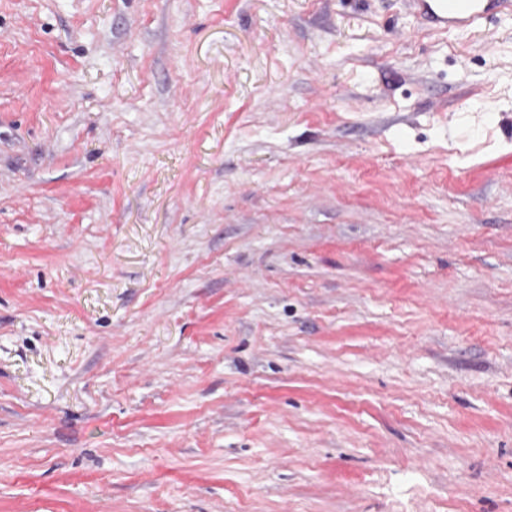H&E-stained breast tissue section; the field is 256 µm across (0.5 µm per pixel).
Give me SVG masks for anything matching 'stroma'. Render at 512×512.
<instances>
[{
    "instance_id": "obj_1",
    "label": "stroma",
    "mask_w": 512,
    "mask_h": 512,
    "mask_svg": "<svg viewBox=\"0 0 512 512\" xmlns=\"http://www.w3.org/2000/svg\"><path fill=\"white\" fill-rule=\"evenodd\" d=\"M0 512H512V17L0 0Z\"/></svg>"
}]
</instances>
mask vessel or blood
Here are the masks:
<instances>
[{"mask_svg": "<svg viewBox=\"0 0 512 512\" xmlns=\"http://www.w3.org/2000/svg\"><path fill=\"white\" fill-rule=\"evenodd\" d=\"M410 12L429 29L478 30L489 21L512 15V0H406Z\"/></svg>", "mask_w": 512, "mask_h": 512, "instance_id": "vessel-or-blood-1", "label": "vessel or blood"}]
</instances>
